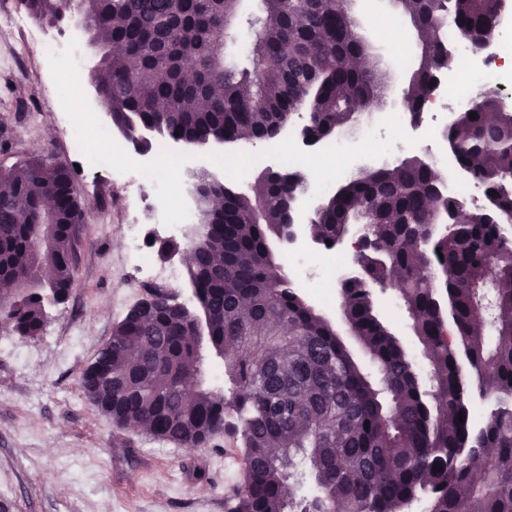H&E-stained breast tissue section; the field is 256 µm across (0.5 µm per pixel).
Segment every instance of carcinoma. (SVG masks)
I'll return each mask as SVG.
<instances>
[{"label":"carcinoma","mask_w":512,"mask_h":512,"mask_svg":"<svg viewBox=\"0 0 512 512\" xmlns=\"http://www.w3.org/2000/svg\"><path fill=\"white\" fill-rule=\"evenodd\" d=\"M26 2L39 22L63 20L67 0ZM243 2L81 0L85 31L101 51L95 92L125 140L149 151L148 130L189 144L277 147L304 110L305 130L320 143L350 131L353 106L381 108L387 73L343 64L370 49L345 0ZM396 4L421 30L429 57L405 96L416 114L447 69L445 19L479 47L497 35L499 0ZM187 61L197 73L191 83L181 76ZM498 103L493 89L482 90L447 132L460 170L496 191L491 210L441 197L442 176L416 154L356 170L308 224L310 235L333 242L364 225L357 274L338 293L372 371L271 250L307 174L266 167L255 181L261 191L245 193L203 171L190 245L150 243L161 259L183 251L195 308L149 288L150 304L129 309L99 350L100 370L81 372L86 398L119 425L184 447L224 433L240 440L244 468L224 512H407L424 496L426 512H512V234L503 228L512 216V110L487 120ZM436 204L463 219L431 237V225L442 223ZM84 218L64 162L43 155L0 166V273L42 287L12 302L6 323L17 335H40L46 306L69 293L74 226ZM48 225L54 245L33 251ZM376 286L401 299L426 373L376 315ZM211 353L224 355L221 389L206 378ZM463 360L479 397L490 399L479 428ZM486 458L490 478L481 485L475 469Z\"/></svg>","instance_id":"cac0c4a2"}]
</instances>
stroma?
Masks as SVG:
<instances>
[{
	"mask_svg": "<svg viewBox=\"0 0 512 512\" xmlns=\"http://www.w3.org/2000/svg\"><path fill=\"white\" fill-rule=\"evenodd\" d=\"M61 52L30 49L0 64V164L52 154L72 169L85 219L74 238V284L67 299L47 310L40 336L25 339L0 326L12 346L0 349V512H224V491L242 473L239 443L215 437L205 448H184L141 431L118 428L84 396L79 376L112 335L113 326L146 295V279L124 257V225L136 219L145 238L162 239L146 201L149 188L130 197L127 175L85 166L60 119L78 93L94 124L110 128L94 97L89 72L98 50L70 20L43 24ZM80 59L78 81L62 82L68 58ZM168 149L188 157L177 174L191 188L196 172L232 153L213 143ZM97 181L100 194L86 191Z\"/></svg>",
	"mask_w": 512,
	"mask_h": 512,
	"instance_id": "stroma-1",
	"label": "stroma"
}]
</instances>
